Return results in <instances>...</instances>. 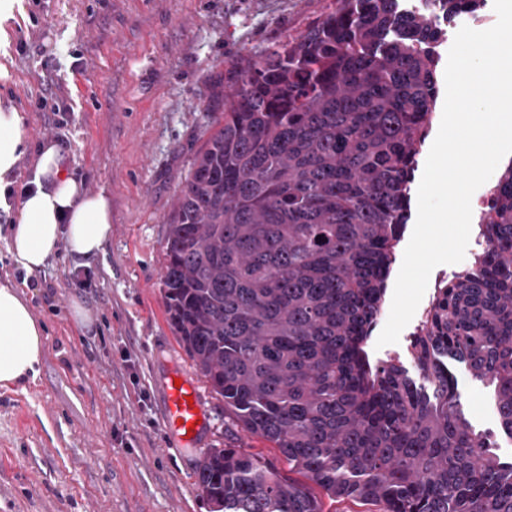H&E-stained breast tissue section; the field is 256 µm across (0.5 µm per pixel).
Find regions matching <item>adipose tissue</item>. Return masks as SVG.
<instances>
[{"label": "adipose tissue", "mask_w": 512, "mask_h": 512, "mask_svg": "<svg viewBox=\"0 0 512 512\" xmlns=\"http://www.w3.org/2000/svg\"><path fill=\"white\" fill-rule=\"evenodd\" d=\"M24 153L17 112L0 111V202H5ZM67 155L45 142L32 179L16 211L10 250L29 272L43 268L59 248L78 257L95 255L112 224L104 193H86L69 171ZM43 328L14 288L0 286V387L35 379L43 350Z\"/></svg>", "instance_id": "adipose-tissue-1"}]
</instances>
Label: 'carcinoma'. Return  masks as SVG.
<instances>
[{
  "label": "carcinoma",
  "instance_id": "cac0c4a2",
  "mask_svg": "<svg viewBox=\"0 0 512 512\" xmlns=\"http://www.w3.org/2000/svg\"><path fill=\"white\" fill-rule=\"evenodd\" d=\"M400 2L333 0L298 36L224 62L204 106L219 117L168 220L166 314L228 429L303 477L210 448L195 476L211 512H321L315 487L380 512H512V465L446 364L495 388L512 437V162L483 218L490 253L414 337L417 375L366 351L438 97L440 19L485 0Z\"/></svg>",
  "mask_w": 512,
  "mask_h": 512
}]
</instances>
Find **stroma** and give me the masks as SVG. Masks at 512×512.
Segmentation results:
<instances>
[{
    "instance_id": "1",
    "label": "stroma",
    "mask_w": 512,
    "mask_h": 512,
    "mask_svg": "<svg viewBox=\"0 0 512 512\" xmlns=\"http://www.w3.org/2000/svg\"><path fill=\"white\" fill-rule=\"evenodd\" d=\"M331 3L16 0L0 14V109L19 113L26 144L14 190L49 139L112 204L99 253L62 248L31 274L11 258L0 211V285L44 328L36 379L0 388V512H210L194 469L207 449L233 443L222 400L197 380L206 427L196 446H178L161 421L166 367L192 370L163 304L166 221L209 135L202 105L225 60L297 36ZM77 304L90 323L74 318ZM449 370L473 428L512 462L492 388L464 365Z\"/></svg>"
}]
</instances>
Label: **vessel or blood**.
<instances>
[{
  "mask_svg": "<svg viewBox=\"0 0 512 512\" xmlns=\"http://www.w3.org/2000/svg\"><path fill=\"white\" fill-rule=\"evenodd\" d=\"M198 397L195 384L182 377L179 371L167 375L163 388L162 424L170 436L186 447L196 444L205 420Z\"/></svg>",
  "mask_w": 512,
  "mask_h": 512,
  "instance_id": "obj_1",
  "label": "vessel or blood"
}]
</instances>
